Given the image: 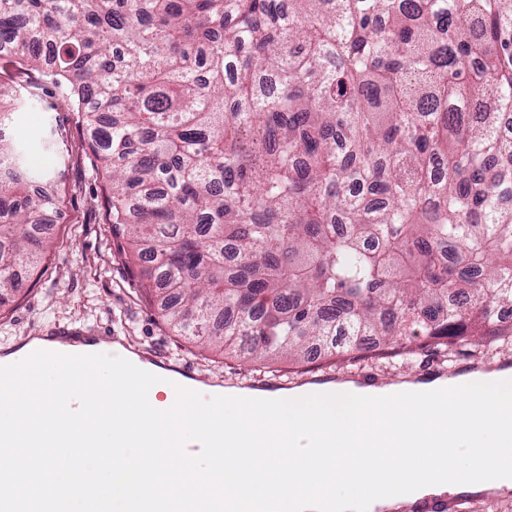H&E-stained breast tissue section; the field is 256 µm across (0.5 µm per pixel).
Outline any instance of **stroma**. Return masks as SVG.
I'll return each instance as SVG.
<instances>
[{"instance_id": "1", "label": "stroma", "mask_w": 512, "mask_h": 512, "mask_svg": "<svg viewBox=\"0 0 512 512\" xmlns=\"http://www.w3.org/2000/svg\"><path fill=\"white\" fill-rule=\"evenodd\" d=\"M19 81L37 87L39 99L23 106L0 136L22 148L36 174L60 185L61 216L45 236L42 263L23 273L0 308V353L66 325L88 336L118 337L145 359L162 355L173 363L191 362L206 379L225 386L269 380L260 364L199 350L192 337L177 335L166 325L149 288L148 262L134 256L107 222V182L94 166L78 114L44 83L40 72L26 71ZM429 357L439 360L443 354L426 346L408 358L370 354L349 362L315 355L297 363L283 357L276 367L286 385L359 370L373 371L388 383L414 374Z\"/></svg>"}]
</instances>
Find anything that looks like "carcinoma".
Masks as SVG:
<instances>
[{"label": "carcinoma", "instance_id": "carcinoma-1", "mask_svg": "<svg viewBox=\"0 0 512 512\" xmlns=\"http://www.w3.org/2000/svg\"><path fill=\"white\" fill-rule=\"evenodd\" d=\"M1 52L81 113L178 335L512 342V0H0ZM37 96L1 68L0 126ZM1 168L0 302L59 195Z\"/></svg>", "mask_w": 512, "mask_h": 512}]
</instances>
